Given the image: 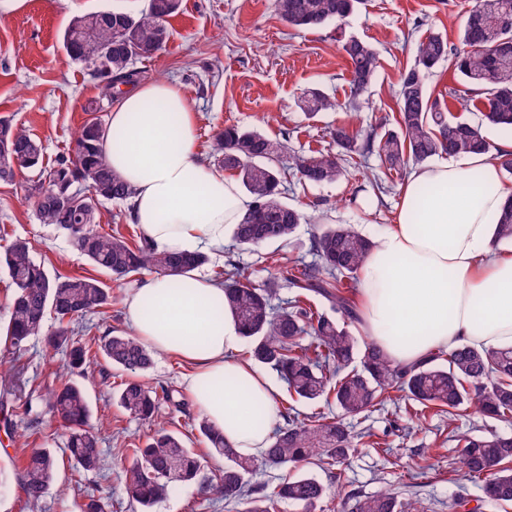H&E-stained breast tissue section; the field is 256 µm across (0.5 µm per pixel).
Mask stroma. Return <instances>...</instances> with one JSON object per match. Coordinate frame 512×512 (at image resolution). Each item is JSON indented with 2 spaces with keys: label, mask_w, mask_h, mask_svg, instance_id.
I'll return each mask as SVG.
<instances>
[{
  "label": "stroma",
  "mask_w": 512,
  "mask_h": 512,
  "mask_svg": "<svg viewBox=\"0 0 512 512\" xmlns=\"http://www.w3.org/2000/svg\"><path fill=\"white\" fill-rule=\"evenodd\" d=\"M144 5L145 0H0V118L26 127L42 142L45 164L68 152L76 128L87 117L88 102H97L103 113L112 110L98 82L67 54L62 44L65 28L76 15L116 7L139 10ZM470 7L471 0H367L364 9L335 25L297 32L280 20L273 0H181L179 11L168 20L165 51L140 60L137 67L142 79H165L184 87L196 111L197 153L206 161L214 159L213 135L230 125L258 130L273 139L287 136L292 151L326 149L331 129L346 118L351 96L340 39L358 37L377 53L375 78L363 94L369 106L361 118L363 126L381 130L393 124L399 76L412 63L416 43L438 32L449 47H458ZM309 88L334 96L338 109L308 121L297 99ZM381 169L379 158L371 155L338 182L293 186L286 200L301 208L309 221L299 226L290 244L255 251L228 236L223 247L208 251L204 272L216 274L231 262L261 285L277 266L297 259L312 262L310 238L318 216L355 225L366 237H375L394 223V205L403 184L397 178L387 192H378L369 176ZM28 179L21 173L11 183L0 182V237L31 241L36 258L49 272L110 283L119 301L97 320L94 333L125 329L120 298L135 287V279L111 282L109 275L72 248L66 235L40 224L26 191ZM0 364L13 369L22 399L33 405L31 418L38 420L33 429L30 418L18 419L21 438L16 446L0 429V512H21L13 460L21 456L22 446L33 449L44 443L60 454L57 482L62 489L46 497L43 512H80L81 504L93 495L107 500L109 512H134L125 489L123 468L129 462L125 451L160 425L185 438L187 447L204 459L205 481L217 484L224 458L208 448L195 430L194 406L182 413H164L157 423L132 418L112 397L122 371L113 370L106 383L99 365L89 366L78 382L88 395L90 424L100 438L102 463L96 471L83 472L65 455L64 431L51 420L46 406L48 390L70 377L65 354L46 348L40 338L16 353L0 341ZM354 429L372 430L380 445L357 444L343 480L331 486L323 512H342L343 501L356 489L391 493L399 500L417 502L425 512H448L449 501L463 489L479 512H512V506L501 509L482 502V481L461 471L462 446L449 439L443 417L415 418L407 400L397 399L370 408ZM155 512H244V506L225 500L214 489L205 493L189 484L177 486L156 504Z\"/></svg>",
  "instance_id": "obj_1"
}]
</instances>
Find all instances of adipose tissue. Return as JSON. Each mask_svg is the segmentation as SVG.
Masks as SVG:
<instances>
[{"label": "adipose tissue", "mask_w": 512, "mask_h": 512, "mask_svg": "<svg viewBox=\"0 0 512 512\" xmlns=\"http://www.w3.org/2000/svg\"><path fill=\"white\" fill-rule=\"evenodd\" d=\"M184 89L153 80L116 99L104 150L131 182L132 223L172 253L222 246L252 207L239 182L199 159ZM512 190L497 161L451 157L416 167L402 186L394 224L358 271L359 325L395 364L411 366L461 345L512 347V255L498 249ZM131 333L190 363L185 390L225 443L261 457L280 419L270 376L239 359L238 323L222 286L193 269L142 278L123 299Z\"/></svg>", "instance_id": "ef3b65f1"}]
</instances>
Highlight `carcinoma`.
Returning <instances> with one entry per match:
<instances>
[{
	"mask_svg": "<svg viewBox=\"0 0 512 512\" xmlns=\"http://www.w3.org/2000/svg\"><path fill=\"white\" fill-rule=\"evenodd\" d=\"M181 0H148L140 12L122 9L75 16L63 35V44L74 63L97 80L103 94L121 93L119 86L137 82V60L166 47L170 32L167 19ZM364 0H274L278 17L296 30L325 28L355 13ZM462 47L451 49L447 38L432 33L418 41L414 61L400 73L394 128L377 134L358 123L360 96L372 83L378 64L372 46L351 37L341 44L349 63L352 98L350 120L330 132L334 148L297 152L288 167L279 166L288 151V137L273 140L257 130L227 126L215 133L212 149L224 172L235 178L253 199L243 223L233 229L235 240L247 247L290 242L304 213L282 200L288 178L301 185L335 183L344 177L346 165L374 153L384 161L383 176H374L377 189L402 175L407 166L423 164L435 156L454 157L482 153L500 161L512 173V154L501 155L482 133V126L512 131V0H473L461 31ZM446 62L465 82L484 95L482 123L452 115L446 100L429 91L427 78ZM300 108L309 119L336 109V98L319 88L304 91ZM87 118L73 138L72 148L51 168L43 166L44 148L26 128L0 119V182H11L15 170L29 173L28 192L41 224L53 226L69 237L71 246L93 265L122 281L142 270L183 273L206 262L202 252L174 254L144 237L131 242L120 234L104 231L99 206L130 205V183L110 167L103 150L108 122L100 108L89 106ZM498 238L512 243V198L499 222ZM374 242L351 224H320L311 237L312 265L295 266L270 277L263 286L243 278L234 264L224 270L225 307L234 315L248 343L249 358L276 371L289 396L302 400H331L340 415L315 419L289 417L270 437L260 459L243 458L216 432L206 418L197 422L200 436L212 450L224 456L218 490L226 499L245 501V512H276L281 503L300 512H321L328 487L304 473L287 475L269 490L247 486L246 477L267 467L298 469L316 461L327 471L342 466L354 448L349 420L380 403L391 391L448 419L450 433L456 422L481 413L512 426V348L476 349L458 346L432 354L411 367H399L373 343L360 342L347 327L311 307V296L325 299L331 310L347 320L357 319L351 288ZM0 268L7 271L13 292L8 302L6 337L14 349H22L44 330L47 313L56 325L47 343L65 351L70 372L81 374L89 357H103L111 365L131 373L152 365V350L136 337L109 330L84 341L76 328L112 306V289L91 277L51 275L33 256V245L16 238L0 251ZM288 282L293 297L279 304L280 280ZM360 356V367L331 377V367L347 368ZM119 406L130 416L150 420L162 404L181 411L183 403L174 391L157 390L126 379L115 391ZM52 417L68 430L66 451L86 472L99 469L101 451L89 424L90 408L84 388L66 383L47 397ZM125 471L129 500L138 512L154 506L176 486L195 483L201 461L177 434L159 428L142 445L130 449ZM57 456L48 448H34L18 467L17 482L25 512H40L51 489ZM461 465L471 477H485L482 491L489 503H512V435L475 434L463 438ZM351 512H419L416 503L386 494L351 497Z\"/></svg>",
	"mask_w": 512,
	"mask_h": 512,
	"instance_id": "carcinoma-1",
	"label": "carcinoma"
}]
</instances>
